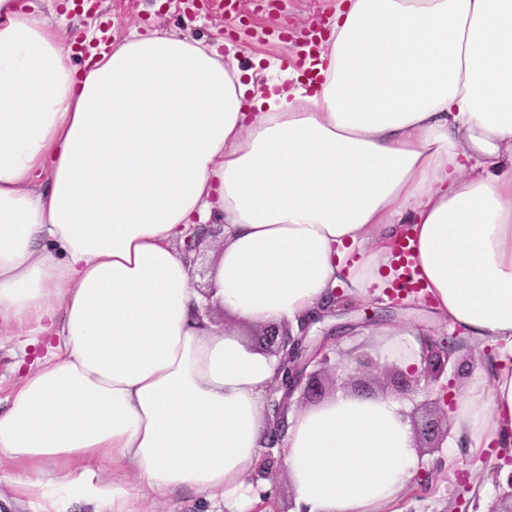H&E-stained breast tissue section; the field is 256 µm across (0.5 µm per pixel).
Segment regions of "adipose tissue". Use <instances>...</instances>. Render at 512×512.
I'll use <instances>...</instances> for the list:
<instances>
[{
    "label": "adipose tissue",
    "instance_id": "1",
    "mask_svg": "<svg viewBox=\"0 0 512 512\" xmlns=\"http://www.w3.org/2000/svg\"><path fill=\"white\" fill-rule=\"evenodd\" d=\"M195 224L224 227L206 296L175 246ZM400 247L434 322L377 324L370 356L418 373L443 331L492 346L444 445L511 448L512 0H342L315 57L266 77L162 30L81 73L54 12L0 0V325L47 349L0 413V457L35 512H131L133 482L254 512L279 359L203 305L294 332L384 297ZM410 408L291 407L295 512H402Z\"/></svg>",
    "mask_w": 512,
    "mask_h": 512
}]
</instances>
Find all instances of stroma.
<instances>
[{
	"label": "stroma",
	"instance_id": "1",
	"mask_svg": "<svg viewBox=\"0 0 512 512\" xmlns=\"http://www.w3.org/2000/svg\"><path fill=\"white\" fill-rule=\"evenodd\" d=\"M70 0H51L64 32L86 39L95 35L99 45L110 46L132 27L149 33L160 28L178 32L204 43L229 41L239 49L243 63H250L253 54L262 53L271 58L285 55L286 46H274L257 37L260 29L285 28L295 36L320 30L333 16L336 0H241L239 16L242 20L236 34H228L229 20L216 0H91L84 10L69 6ZM333 325L338 336L331 342L328 354L331 366L347 368L342 383H326L324 397L336 394L339 387L363 393L394 392V369L377 366L370 371L352 368L357 357L365 355L370 337L362 331L367 319L364 305H353L333 311ZM16 331L0 332V401H5L16 386L20 374L18 361L34 365L41 356L40 346L20 349ZM497 453H489L482 462L467 457L458 460V474L433 472L428 483L419 486L405 502V512H474L476 498L472 480L484 481L493 477L498 466Z\"/></svg>",
	"mask_w": 512,
	"mask_h": 512
}]
</instances>
